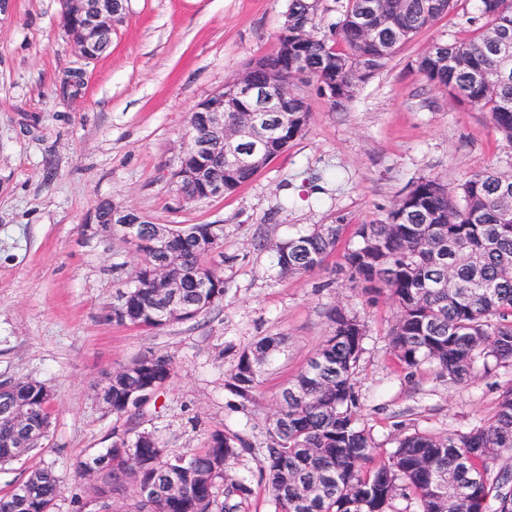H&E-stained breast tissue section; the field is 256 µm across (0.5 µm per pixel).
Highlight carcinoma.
<instances>
[{
  "mask_svg": "<svg viewBox=\"0 0 512 512\" xmlns=\"http://www.w3.org/2000/svg\"><path fill=\"white\" fill-rule=\"evenodd\" d=\"M369 0H345L329 33L321 32L320 10L311 0H288V29L298 36L277 39V49L254 60L253 79L276 72L299 76V103L306 88L336 92V107L352 101L361 87L387 67L397 51L447 16L455 0H387L379 39L361 37L358 19ZM484 24L468 41L435 43L416 60V70L431 86L448 91L459 103L490 114L502 139L512 143V78L486 83L477 73L496 66L485 44L497 32L512 34V0H479ZM311 112L288 116V129L268 149V165L302 136ZM199 138L219 141L202 112L190 117ZM209 179L224 183L230 194L251 182L256 172L230 169L218 162ZM186 199H208L193 180L173 173ZM512 174L490 169L474 173L454 189L431 177L414 182L386 218L359 224L358 246L343 254L354 280L387 292L397 313L389 329V347L399 366L413 373L434 365L453 383L471 377L477 364L485 371L512 366ZM348 225L314 224L305 233L269 246L280 274L293 277L321 269L344 237ZM223 227L141 224L137 237L122 238L140 257L135 285L112 303V320L120 325L163 329L191 321L222 304L224 277L213 270L222 252ZM164 278L173 288H158ZM333 331L307 367L279 395L277 410L265 429L264 445L226 430L208 435L195 452L176 453L159 446L149 432L112 433L105 453L76 465L88 476V500L115 495L130 484L135 499L130 512H236L233 497L247 499L250 482L227 473L230 461L260 452V477L267 481L274 512H392L398 496H412L418 512H512V386L501 394L495 412L467 432L435 435L415 431L396 439L381 456L379 444L361 418L353 377L367 333L355 312L331 311ZM281 341L263 336L243 348L224 386L244 410L252 403ZM175 373L172 356L152 353L112 372L101 387L110 411L124 415L139 409ZM16 398L30 407L27 421L0 409V464L31 453L45 436L30 433L31 424L50 422L53 394L42 382H14ZM23 481L33 500L16 489L0 495V512H53L63 490L61 477L49 467L35 468Z\"/></svg>",
  "mask_w": 512,
  "mask_h": 512,
  "instance_id": "obj_1",
  "label": "carcinoma"
}]
</instances>
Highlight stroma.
<instances>
[{
  "mask_svg": "<svg viewBox=\"0 0 512 512\" xmlns=\"http://www.w3.org/2000/svg\"><path fill=\"white\" fill-rule=\"evenodd\" d=\"M288 0H129L109 52L84 61L60 26L61 0H10L0 14V382L32 378L55 394L41 448L0 466V494L34 467L64 479L55 512L85 493L76 460L105 452L113 431L154 432L167 447H202L215 429L261 443L275 400L332 331L334 305L367 325L354 377L362 416L389 449L400 434L466 432L512 386V368L464 384L424 366L406 375L388 349L394 307L352 281L332 254L323 269L280 275L269 244L311 225L368 224L421 177L448 187L475 172H512V143L487 113L429 86L413 61L437 42L467 40L482 24L478 0L402 47L343 109L309 91L303 136L236 192L182 199L172 180L195 106L276 47ZM84 72L76 97L58 93ZM133 208L158 224L224 227L227 288L218 307L163 330L113 322L112 302L132 287L128 244L86 224L99 201ZM279 336L281 351L247 410L224 387L239 350ZM163 352L176 373L139 411L119 417L96 385L135 359ZM252 488L240 512H273L256 458L230 464Z\"/></svg>",
  "mask_w": 512,
  "mask_h": 512,
  "instance_id": "obj_1",
  "label": "stroma"
}]
</instances>
